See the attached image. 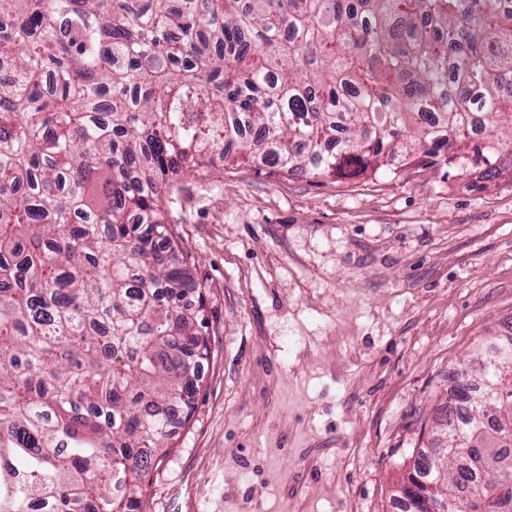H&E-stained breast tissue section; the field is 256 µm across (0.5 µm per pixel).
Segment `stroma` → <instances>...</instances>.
<instances>
[{
    "mask_svg": "<svg viewBox=\"0 0 512 512\" xmlns=\"http://www.w3.org/2000/svg\"><path fill=\"white\" fill-rule=\"evenodd\" d=\"M165 207L206 284L211 356L146 512H396L450 370L512 321V168L218 160Z\"/></svg>",
    "mask_w": 512,
    "mask_h": 512,
    "instance_id": "35a3bbf8",
    "label": "stroma"
}]
</instances>
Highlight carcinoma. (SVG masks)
<instances>
[{"label": "carcinoma", "instance_id": "1", "mask_svg": "<svg viewBox=\"0 0 512 512\" xmlns=\"http://www.w3.org/2000/svg\"><path fill=\"white\" fill-rule=\"evenodd\" d=\"M257 154L291 176L512 167V0H0V479L24 480L0 512H144L211 354L164 195ZM487 345L512 369V343ZM498 382L474 364L432 417L457 512H512Z\"/></svg>", "mask_w": 512, "mask_h": 512}]
</instances>
